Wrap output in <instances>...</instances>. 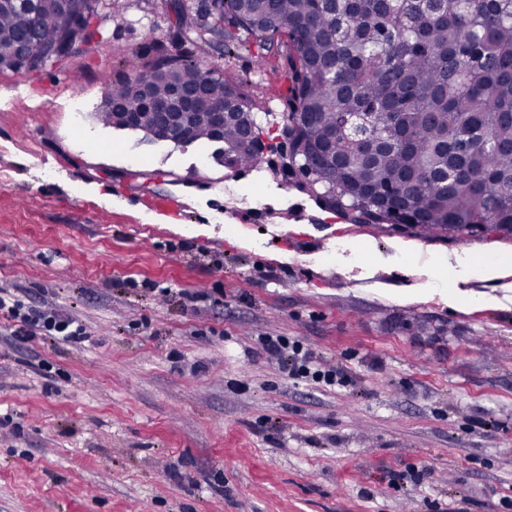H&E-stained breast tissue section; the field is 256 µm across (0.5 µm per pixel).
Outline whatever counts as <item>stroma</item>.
Returning a JSON list of instances; mask_svg holds the SVG:
<instances>
[{
  "mask_svg": "<svg viewBox=\"0 0 512 512\" xmlns=\"http://www.w3.org/2000/svg\"><path fill=\"white\" fill-rule=\"evenodd\" d=\"M126 3L64 62L0 71V290L90 332L20 340L0 316V512H512V272L451 307L395 251L453 264L512 235L351 224L213 143L98 123L108 81L174 48L161 0ZM216 63L281 122L286 64ZM266 334L348 385L289 378Z\"/></svg>",
  "mask_w": 512,
  "mask_h": 512,
  "instance_id": "stroma-1",
  "label": "stroma"
}]
</instances>
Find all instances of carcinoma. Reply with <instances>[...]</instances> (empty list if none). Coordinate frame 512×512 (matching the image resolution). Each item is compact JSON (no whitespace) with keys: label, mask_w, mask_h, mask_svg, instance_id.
<instances>
[{"label":"carcinoma","mask_w":512,"mask_h":512,"mask_svg":"<svg viewBox=\"0 0 512 512\" xmlns=\"http://www.w3.org/2000/svg\"><path fill=\"white\" fill-rule=\"evenodd\" d=\"M165 9L177 52L113 79L97 112L105 124H128L199 85L232 116L218 134L211 113H192L185 143L218 136L230 173L267 168L286 181L289 169L265 166L271 146L248 80L199 63L205 48L245 50L260 70L278 56L288 66L284 111L309 114L293 160L311 169L303 193L351 224L512 234V0H224L211 21L201 0ZM28 15L38 22L32 59L63 50L78 29L72 0H0V71L25 68L18 39ZM350 112L369 113L363 144L343 127Z\"/></svg>","instance_id":"1"}]
</instances>
